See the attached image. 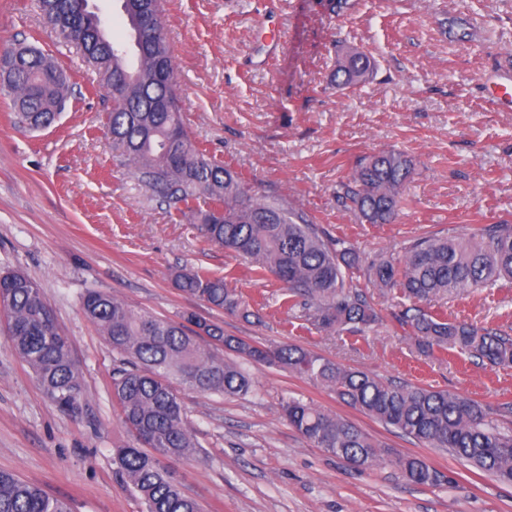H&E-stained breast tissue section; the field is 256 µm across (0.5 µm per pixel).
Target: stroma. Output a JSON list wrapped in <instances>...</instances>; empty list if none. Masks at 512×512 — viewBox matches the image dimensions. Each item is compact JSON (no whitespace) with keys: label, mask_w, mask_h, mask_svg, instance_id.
Returning <instances> with one entry per match:
<instances>
[{"label":"stroma","mask_w":512,"mask_h":512,"mask_svg":"<svg viewBox=\"0 0 512 512\" xmlns=\"http://www.w3.org/2000/svg\"><path fill=\"white\" fill-rule=\"evenodd\" d=\"M186 129L207 159L244 177L252 195L303 210L361 260L402 254L429 233L468 235L512 224V104L484 87L512 73V0H162ZM18 43L54 58L71 84L50 128L16 126L0 97V268L41 287L69 338L86 391L79 417L59 412L13 351L0 318V471L66 496L73 512H143L116 473L131 437L112 401L121 365L81 309L100 290L179 320L186 311L252 343L296 344L386 381L469 395L512 430V367L457 351L421 356L395 313L398 291L353 282L379 321L362 333L315 329L289 309L281 283L258 280L247 260L208 244L178 209L159 203L118 163L104 137L112 101L76 51L60 42L35 0H0V51ZM367 53L372 75L332 79L345 51ZM403 152L413 171L396 219L362 222L336 197L364 159ZM224 277L255 316L243 320L182 293L181 269ZM428 311L512 334V285L438 298ZM247 397H179L200 443L174 470L202 512H512V485L447 450L428 448L278 367L244 359ZM298 397L350 420L373 439L423 457L450 476L424 486L391 467L360 469L304 440L279 414Z\"/></svg>","instance_id":"35a3bbf8"}]
</instances>
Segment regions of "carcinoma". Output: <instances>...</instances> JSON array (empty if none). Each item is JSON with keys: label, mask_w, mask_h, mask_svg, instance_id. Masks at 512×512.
<instances>
[{"label": "carcinoma", "mask_w": 512, "mask_h": 512, "mask_svg": "<svg viewBox=\"0 0 512 512\" xmlns=\"http://www.w3.org/2000/svg\"><path fill=\"white\" fill-rule=\"evenodd\" d=\"M123 8L132 46L113 41L102 21L85 15L74 24L81 0H37L60 41L73 46L97 72L112 98L108 133L121 149L120 163L160 201L185 206V215L205 241L249 260L261 278L282 283L290 308L306 311L319 331L355 333L378 321L350 271L378 288H396L412 302L397 316L412 329L421 354L458 349L491 367L512 365V336L498 328L450 322L423 308L436 297L512 282V224H493L471 236L427 235L400 256L378 253L365 264L340 239L328 237L302 211L278 198H257L230 169L212 163L190 139L169 43L164 29L136 34L134 9L162 14L161 0H128ZM373 71L369 55L347 52L334 78L355 86ZM0 93L11 101L14 123L31 131L49 127L70 98L67 76L55 61L23 46L0 60ZM411 160L391 150L370 157L339 185L363 221L388 224L397 215ZM183 293L245 320L249 305L224 279L182 270L175 276ZM86 317L126 367L112 377V397L134 442L116 448L112 464L145 505V512H201L186 495L169 460L188 459L198 445L186 426L178 388L207 395L243 397L253 380L222 347L242 358L297 373L428 448H443L476 469L512 483V435L487 420L484 407L462 393L411 383L396 385L361 369L293 344L255 346L224 335L216 323L192 314L173 321L119 299L89 290L82 299ZM0 312L8 319L14 352L34 372L50 402L78 416L85 390L64 332L39 284L19 269H0ZM288 424L316 448L369 469L388 465L416 484L450 481L422 457L375 442L353 422L310 402L288 397L280 403ZM0 512H71L68 500L0 472Z\"/></svg>", "instance_id": "1"}]
</instances>
